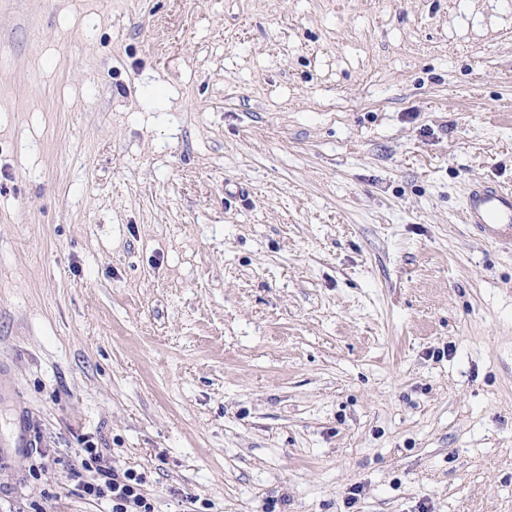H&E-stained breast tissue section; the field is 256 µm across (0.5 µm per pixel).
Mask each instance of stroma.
<instances>
[{
    "mask_svg": "<svg viewBox=\"0 0 512 512\" xmlns=\"http://www.w3.org/2000/svg\"><path fill=\"white\" fill-rule=\"evenodd\" d=\"M512 0H0V512H512ZM472 233L499 249L512 251V188L495 183L474 186L466 202ZM0 462L5 459H10L16 454L20 453L23 448H30L27 435L26 427L20 423L17 432L9 440H2L0 438ZM83 451L88 454L89 462L82 459L81 466L94 471L92 478L82 485L87 500L95 505L105 502L110 509L107 512H157L154 502L144 492L142 474L102 464L104 456L94 443H86ZM91 463L95 464L94 468Z\"/></svg>",
    "mask_w": 512,
    "mask_h": 512,
    "instance_id": "1",
    "label": "stroma"
}]
</instances>
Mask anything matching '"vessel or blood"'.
Returning <instances> with one entry per match:
<instances>
[{"label": "vessel or blood", "instance_id": "vessel-or-blood-1", "mask_svg": "<svg viewBox=\"0 0 512 512\" xmlns=\"http://www.w3.org/2000/svg\"><path fill=\"white\" fill-rule=\"evenodd\" d=\"M467 221L475 236L512 251V188L494 183L474 186L466 202Z\"/></svg>", "mask_w": 512, "mask_h": 512}]
</instances>
